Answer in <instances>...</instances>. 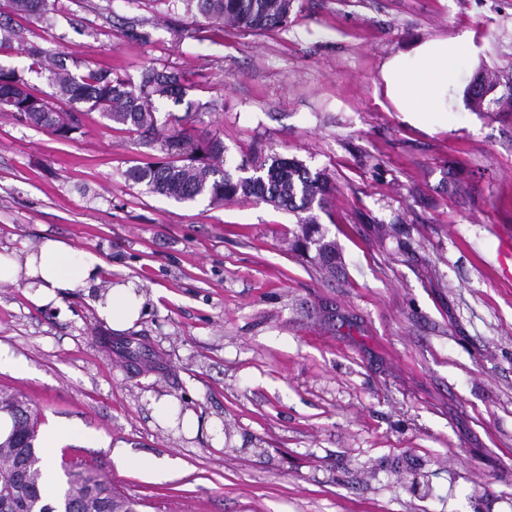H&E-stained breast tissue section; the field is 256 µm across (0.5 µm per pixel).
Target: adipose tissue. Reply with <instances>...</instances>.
I'll return each instance as SVG.
<instances>
[{"label":"adipose tissue","instance_id":"obj_1","mask_svg":"<svg viewBox=\"0 0 512 512\" xmlns=\"http://www.w3.org/2000/svg\"><path fill=\"white\" fill-rule=\"evenodd\" d=\"M476 51L468 31L412 43L382 67L387 100L414 127L428 132L447 129L451 100L463 94L460 64L474 58ZM101 268L97 256L57 238L44 239L22 259L0 253V283L26 281L34 305H55L81 291L93 295L100 321L112 331H125L138 321L147 298L132 280L99 292Z\"/></svg>","mask_w":512,"mask_h":512}]
</instances>
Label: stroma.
<instances>
[{"mask_svg": "<svg viewBox=\"0 0 512 512\" xmlns=\"http://www.w3.org/2000/svg\"><path fill=\"white\" fill-rule=\"evenodd\" d=\"M182 0H56L0 63L52 43L76 72L186 76L181 104L224 142V166L303 162L335 184L319 222L344 270L325 280L288 250L294 214L250 201L175 202L126 181L148 149L99 113L74 139L0 116V252L66 240L139 280L131 332L156 357L132 370L97 337L84 295L38 307L0 285V388L26 400L52 458L95 471L139 512H512V112L461 102L447 130L404 122L383 62L472 32L463 84L512 73V0H294L282 28L210 25ZM151 34L143 42L131 30ZM169 397L198 428L160 423ZM181 470L149 480L115 449Z\"/></svg>", "mask_w": 512, "mask_h": 512, "instance_id": "obj_1", "label": "stroma"}]
</instances>
